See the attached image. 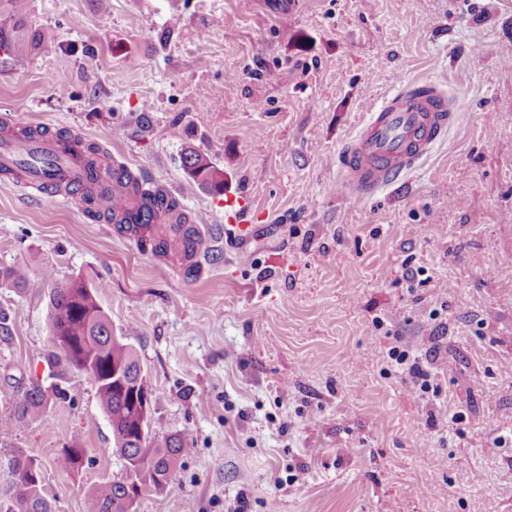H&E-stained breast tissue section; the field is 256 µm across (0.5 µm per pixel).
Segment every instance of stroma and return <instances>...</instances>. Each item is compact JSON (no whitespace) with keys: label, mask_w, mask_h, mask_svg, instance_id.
Masks as SVG:
<instances>
[{"label":"stroma","mask_w":512,"mask_h":512,"mask_svg":"<svg viewBox=\"0 0 512 512\" xmlns=\"http://www.w3.org/2000/svg\"><path fill=\"white\" fill-rule=\"evenodd\" d=\"M29 18L45 41L0 54V116L106 145L215 229L192 265L0 176V267L27 272L0 288V446L41 464L55 512L124 474L86 379L13 421L48 372L50 286L75 278L137 351L154 432L189 443L135 512H512V0H30ZM416 80L466 112L409 176L343 200L337 152ZM191 149L252 189L246 253L184 172ZM397 345L439 348L432 392ZM56 384L57 393L63 394L62 384L66 381L67 376L61 378H53ZM52 386H45L40 382L32 383L22 392L21 398L16 403L13 412V420L17 424L34 421L39 418L50 406L49 394H57ZM79 441L80 439L74 436L71 439V446H65L61 449L55 462L58 469L73 473L83 466L87 456V448H81Z\"/></svg>","instance_id":"stroma-1"}]
</instances>
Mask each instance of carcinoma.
Here are the masks:
<instances>
[{
	"label": "carcinoma",
	"mask_w": 512,
	"mask_h": 512,
	"mask_svg": "<svg viewBox=\"0 0 512 512\" xmlns=\"http://www.w3.org/2000/svg\"><path fill=\"white\" fill-rule=\"evenodd\" d=\"M43 33L28 21L27 0H0V51L14 57H25L37 50ZM182 166L193 179L214 194L224 192V174L205 157L188 151ZM144 205L138 226L148 228L180 207L179 201L162 188L145 187L141 192ZM26 273L19 267L0 268V285H19ZM49 342L61 343L65 358L55 351L48 353L47 363L64 361L77 374L92 364L100 383L96 387L99 408L112 426L115 447L126 461L125 477L94 486L87 494V512H133V494H161L167 490L180 459L187 451V441L169 434L162 440L152 435L150 413L144 405H152L153 393L142 391L138 354L131 344L112 332V321L100 306L94 287L77 278L51 289L49 295ZM49 385L36 382L25 388L13 412L14 422L21 424L39 418L50 406ZM87 449L73 437L71 445L56 457L58 469L67 473L79 470ZM0 465L14 476L9 494L0 497V512H54L43 489V472L32 457L15 448H0Z\"/></svg>",
	"instance_id": "1"
}]
</instances>
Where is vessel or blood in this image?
Instances as JSON below:
<instances>
[{
  "mask_svg": "<svg viewBox=\"0 0 512 512\" xmlns=\"http://www.w3.org/2000/svg\"><path fill=\"white\" fill-rule=\"evenodd\" d=\"M460 100L448 99L440 89L417 97L404 86L383 105L371 108L357 134L337 156L341 194L359 201L392 186L418 168L463 111ZM0 171L37 200L51 203L82 202L92 191L102 211L113 209L136 214L137 194L131 190L139 176L113 161L102 150L95 164H88L78 138L38 134L26 119L9 116L0 122ZM249 190L224 194V223L236 244L247 243L256 230L252 222ZM160 240L186 244L193 258H200L210 236L209 225L188 214L186 223L151 225Z\"/></svg>",
  "mask_w": 512,
  "mask_h": 512,
  "instance_id": "vessel-or-blood-1",
  "label": "vessel or blood"
}]
</instances>
